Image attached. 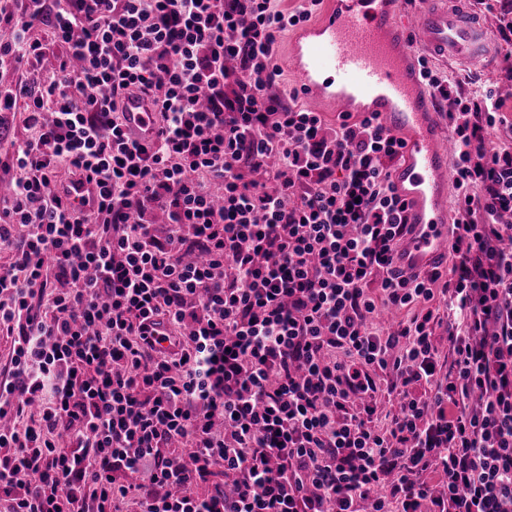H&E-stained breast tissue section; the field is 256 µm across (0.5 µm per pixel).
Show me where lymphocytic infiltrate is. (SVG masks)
<instances>
[{"label":"lymphocytic infiltrate","mask_w":512,"mask_h":512,"mask_svg":"<svg viewBox=\"0 0 512 512\" xmlns=\"http://www.w3.org/2000/svg\"><path fill=\"white\" fill-rule=\"evenodd\" d=\"M319 2L0 11V58L40 61L45 27L63 48L0 88L35 132L0 202V512H512V122L418 56L454 105L450 262L399 269L404 138L373 112L327 129L281 84L277 40ZM134 95L147 144L122 127ZM62 163L95 211L63 199ZM382 309L404 314L385 334ZM36 38L48 44L46 54L37 65L35 76L46 77L51 75L59 64V57L62 55V48L57 44L51 42V35L49 31L42 30L35 33ZM125 130L132 132L141 142H150L158 137V126L154 120L152 104L137 97L129 99L121 116Z\"/></svg>","instance_id":"lymphocytic-infiltrate-1"}]
</instances>
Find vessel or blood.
<instances>
[{
  "label": "vessel or blood",
  "instance_id": "vessel-or-blood-1",
  "mask_svg": "<svg viewBox=\"0 0 512 512\" xmlns=\"http://www.w3.org/2000/svg\"><path fill=\"white\" fill-rule=\"evenodd\" d=\"M488 23L462 0H422L403 15L402 0H350L319 21L301 26L288 44V65L305 95L338 112H374L381 123L406 135L404 159L393 180L405 200L412 229L398 247L396 263L408 272L425 270L448 253V164L455 152L439 129L437 102L415 62L423 51L446 60L486 58ZM122 123L142 142L158 136L153 106L134 97ZM81 210L95 208L98 188L82 182L64 191Z\"/></svg>",
  "mask_w": 512,
  "mask_h": 512
}]
</instances>
